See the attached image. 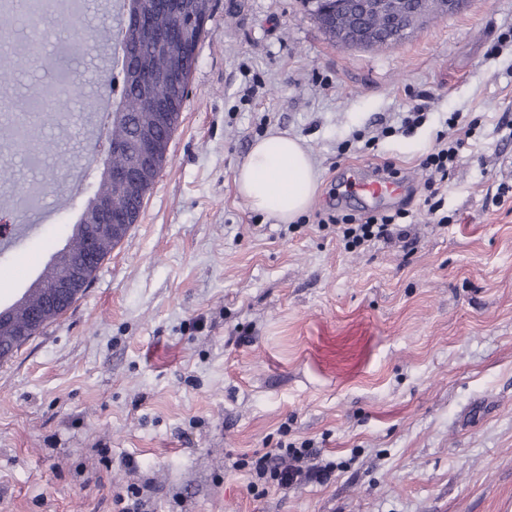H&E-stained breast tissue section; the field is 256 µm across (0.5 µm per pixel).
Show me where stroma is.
I'll use <instances>...</instances> for the list:
<instances>
[{
    "label": "stroma",
    "mask_w": 512,
    "mask_h": 512,
    "mask_svg": "<svg viewBox=\"0 0 512 512\" xmlns=\"http://www.w3.org/2000/svg\"><path fill=\"white\" fill-rule=\"evenodd\" d=\"M166 162L136 224L85 294L0 362V512H116L143 486L151 512H512V0H470L381 49L331 42L303 0H214ZM77 39L67 16L9 42ZM115 46L71 61L81 78L36 128L41 166L0 161V214L29 231L0 249V306L62 248L108 135ZM428 116L396 124L411 97ZM477 128L440 214L418 208L419 164L456 113ZM305 141L318 174L289 224L234 182L251 145ZM393 168L386 203L408 242L350 249L319 216L351 169ZM313 448L323 478L264 495L248 458ZM427 106L424 104H416L412 107V110L410 112H405V116L401 118V126L395 127L393 125H385L383 121H380L377 125H380V135L385 136L388 134H393L396 132H408L411 130L414 126L421 123L423 120L426 119V110Z\"/></svg>",
    "instance_id": "obj_1"
}]
</instances>
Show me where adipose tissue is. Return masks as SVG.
<instances>
[{
	"instance_id": "obj_1",
	"label": "adipose tissue",
	"mask_w": 512,
	"mask_h": 512,
	"mask_svg": "<svg viewBox=\"0 0 512 512\" xmlns=\"http://www.w3.org/2000/svg\"><path fill=\"white\" fill-rule=\"evenodd\" d=\"M234 181L245 203L281 223L307 211L318 176L303 141L273 133L257 140L236 169Z\"/></svg>"
}]
</instances>
